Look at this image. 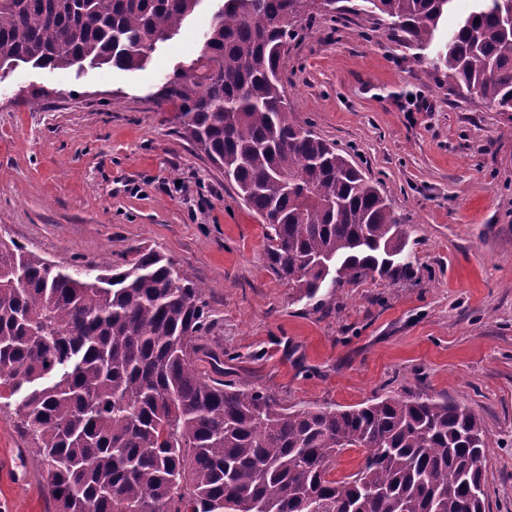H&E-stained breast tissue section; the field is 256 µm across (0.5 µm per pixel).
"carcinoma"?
I'll list each match as a JSON object with an SVG mask.
<instances>
[{
	"instance_id": "carcinoma-1",
	"label": "carcinoma",
	"mask_w": 512,
	"mask_h": 512,
	"mask_svg": "<svg viewBox=\"0 0 512 512\" xmlns=\"http://www.w3.org/2000/svg\"><path fill=\"white\" fill-rule=\"evenodd\" d=\"M342 0H224L157 100L264 222L270 270L313 308L368 278L413 275L407 233L348 154L293 118L280 71L297 27ZM360 0L448 78L512 112V0ZM201 0H0V69L145 66ZM202 287L171 258L59 265L0 240V398L55 512H488L481 417L449 401L378 395L288 406L226 384L207 350ZM207 359L211 373L199 369ZM363 451L331 477L336 457Z\"/></svg>"
}]
</instances>
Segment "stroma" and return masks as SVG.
<instances>
[{
    "label": "stroma",
    "mask_w": 512,
    "mask_h": 512,
    "mask_svg": "<svg viewBox=\"0 0 512 512\" xmlns=\"http://www.w3.org/2000/svg\"><path fill=\"white\" fill-rule=\"evenodd\" d=\"M205 0L144 68L0 70V238L63 264L153 247L204 289L225 381L293 405L392 390L478 412L491 512H512V135L448 89L388 18L319 12L282 81L295 119L350 154L404 219L411 279L365 280L313 310L267 267L261 218L154 93L196 58ZM9 409L0 512H50Z\"/></svg>",
    "instance_id": "35a3bbf8"
}]
</instances>
